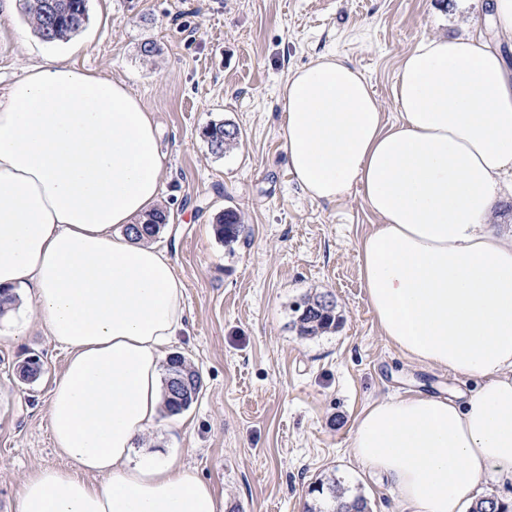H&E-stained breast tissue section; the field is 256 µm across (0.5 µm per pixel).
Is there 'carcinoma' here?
<instances>
[{
    "instance_id": "carcinoma-1",
    "label": "carcinoma",
    "mask_w": 512,
    "mask_h": 512,
    "mask_svg": "<svg viewBox=\"0 0 512 512\" xmlns=\"http://www.w3.org/2000/svg\"><path fill=\"white\" fill-rule=\"evenodd\" d=\"M88 0H23V6L38 35L46 42L64 40L78 32L88 18ZM229 125L211 122L202 131L211 152L222 155L236 145L237 136L228 137L224 130ZM169 215L158 210L141 224H133L126 232L137 239L155 236L160 225L167 223ZM242 219L237 210L227 207L217 217L215 231L219 239L229 243L238 238ZM293 328L302 337H315L338 329L343 318L336 311V304L325 293L306 295L293 308ZM167 415L177 416L188 410L197 400L202 389L198 370L180 354L169 357L165 366ZM312 493L317 495L319 507L308 512H370L367 499L353 494L336 475L316 481ZM470 512H512L509 505L495 496L477 502Z\"/></svg>"
}]
</instances>
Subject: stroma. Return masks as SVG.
Wrapping results in <instances>:
<instances>
[{
	"label": "stroma",
	"mask_w": 512,
	"mask_h": 512,
	"mask_svg": "<svg viewBox=\"0 0 512 512\" xmlns=\"http://www.w3.org/2000/svg\"><path fill=\"white\" fill-rule=\"evenodd\" d=\"M493 0H88V19L49 43L22 7L0 23V81L24 60L69 55L76 65L124 81L153 112L167 155L155 242L185 284V330L173 345L201 372L198 399L163 417L140 447L160 446L208 482L224 512H306L310 489L329 475L362 494L372 512H408L391 484L370 477L350 452L352 430L371 403L473 379L429 368L381 336L359 273L358 249L379 218L360 189L336 202L311 199L288 167L280 90L291 71L322 55L369 79L386 122L398 117L393 86L418 41L494 37ZM155 41L160 53L139 54ZM223 121L237 145L214 155L200 135ZM236 208V242L216 237L224 208ZM327 293L343 323L303 338L291 308ZM21 291L13 319L0 321V512H15L22 477L66 468L54 448L48 405L67 354L27 319ZM39 354L43 372L20 380L19 363Z\"/></svg>",
	"instance_id": "35a3bbf8"
}]
</instances>
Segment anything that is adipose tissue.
<instances>
[{"mask_svg": "<svg viewBox=\"0 0 512 512\" xmlns=\"http://www.w3.org/2000/svg\"><path fill=\"white\" fill-rule=\"evenodd\" d=\"M0 89V290L26 288L69 353L52 440L73 469L21 480L16 512H224L165 449L134 460L164 408L161 362L184 329L171 258L127 235L159 206V128L123 82L63 57ZM385 125L367 77L319 56L282 90L288 164L309 196L360 188L380 222L358 259L382 336L411 360L481 379L367 406L353 457L413 512H462L512 478V231L490 224L512 175V70L479 35L422 39Z\"/></svg>", "mask_w": 512, "mask_h": 512, "instance_id": "1", "label": "adipose tissue"}]
</instances>
